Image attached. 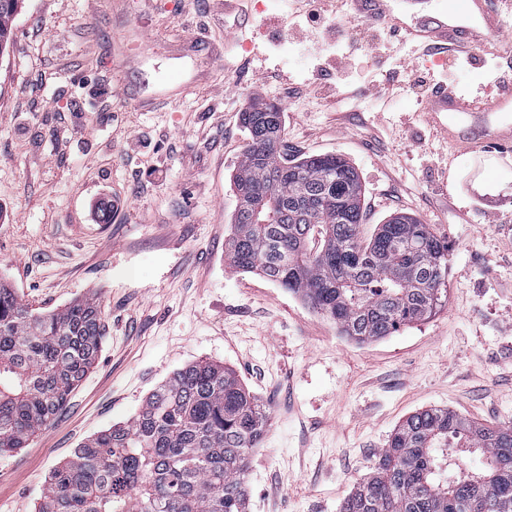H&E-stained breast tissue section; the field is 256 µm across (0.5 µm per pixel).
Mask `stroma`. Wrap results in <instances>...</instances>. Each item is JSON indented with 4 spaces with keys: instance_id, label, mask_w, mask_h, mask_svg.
<instances>
[{
    "instance_id": "1",
    "label": "stroma",
    "mask_w": 512,
    "mask_h": 512,
    "mask_svg": "<svg viewBox=\"0 0 512 512\" xmlns=\"http://www.w3.org/2000/svg\"><path fill=\"white\" fill-rule=\"evenodd\" d=\"M295 8L248 0L228 29L224 0H24L0 56V280L39 310L98 298L106 334L55 420L0 455V512H36L84 439L198 360L234 369L269 409L249 512H338L416 411L512 423V140L469 119L440 130L411 89L512 85L491 54L500 35L443 67L407 44L371 52L380 25L345 14L336 34L304 30ZM261 102L282 109L290 155L356 168L366 231L404 212L449 241L439 313L358 344L229 265L240 114ZM462 126L472 148L451 136Z\"/></svg>"
}]
</instances>
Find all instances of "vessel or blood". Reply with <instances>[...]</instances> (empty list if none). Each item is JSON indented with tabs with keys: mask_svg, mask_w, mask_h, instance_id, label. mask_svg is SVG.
<instances>
[{
	"mask_svg": "<svg viewBox=\"0 0 512 512\" xmlns=\"http://www.w3.org/2000/svg\"><path fill=\"white\" fill-rule=\"evenodd\" d=\"M358 18L365 24L386 22L405 39L436 53L447 52L449 45H465L471 54L483 47L485 33H502L505 23L496 9L494 0H449L437 11H428L423 0H404L395 6L393 0H356ZM479 18L481 29L468 26L470 18ZM425 110L432 117L446 115L455 119L478 117L489 122V134L512 138V128L492 126V119L512 112V90L497 95H474L467 91L449 92L439 86L427 99Z\"/></svg>",
	"mask_w": 512,
	"mask_h": 512,
	"instance_id": "b4317fda",
	"label": "vessel or blood"
}]
</instances>
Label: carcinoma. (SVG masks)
I'll return each instance as SVG.
<instances>
[{"label": "carcinoma", "mask_w": 512, "mask_h": 512, "mask_svg": "<svg viewBox=\"0 0 512 512\" xmlns=\"http://www.w3.org/2000/svg\"><path fill=\"white\" fill-rule=\"evenodd\" d=\"M23 0H0V53ZM249 139L234 179L225 254L369 343L426 320L448 297L450 245L395 215L363 238L362 186L336 155L288 156L281 108L243 112ZM105 324L95 297L39 312L0 283V453L26 447L93 367ZM266 407L221 363L177 370L123 425L82 442L54 470L37 512H248L251 454ZM483 457L443 475L448 450ZM340 512H512V424L479 426L449 409L408 416Z\"/></svg>", "instance_id": "cac0c4a2"}]
</instances>
